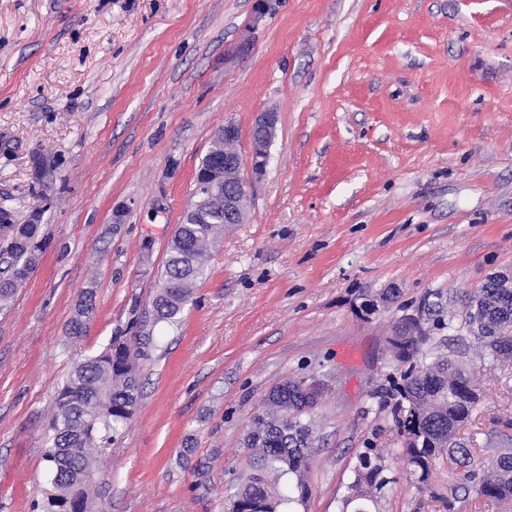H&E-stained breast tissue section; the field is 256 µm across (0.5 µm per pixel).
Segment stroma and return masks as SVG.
Instances as JSON below:
<instances>
[{"label":"stroma","mask_w":512,"mask_h":512,"mask_svg":"<svg viewBox=\"0 0 512 512\" xmlns=\"http://www.w3.org/2000/svg\"><path fill=\"white\" fill-rule=\"evenodd\" d=\"M253 3L0 0V207L17 224L39 213L44 242L0 307V512H41L58 391L132 324L152 343L135 414L98 455L99 512H224L251 472L246 425L289 377L326 392L310 494L288 512H354L358 455L399 443L393 322L512 268V0H275L238 56ZM267 111L278 132L249 222L226 227L176 321L154 323L215 131L236 124L249 157ZM392 289L397 304L364 311ZM475 371L459 435L480 440L512 416V367ZM389 474L379 512H445V463L423 494L401 458ZM94 286L91 285L83 291L75 308V314L71 318L68 324V336L71 339H80L86 333L87 322L83 323L78 317L81 315V311L84 307H88L89 310L95 308V290Z\"/></svg>","instance_id":"35a3bbf8"}]
</instances>
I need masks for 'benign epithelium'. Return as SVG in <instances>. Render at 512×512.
Masks as SVG:
<instances>
[{
	"label": "benign epithelium",
	"instance_id": "obj_1",
	"mask_svg": "<svg viewBox=\"0 0 512 512\" xmlns=\"http://www.w3.org/2000/svg\"><path fill=\"white\" fill-rule=\"evenodd\" d=\"M271 10V0H255L250 22L242 31L236 43V52L248 54L253 47L252 33ZM277 114L259 113L250 133L251 168L254 177H261L266 169L270 149L276 135ZM240 140L238 127L227 122L214 136V144L224 150L221 157L212 158V162L200 167L197 186L201 194L214 201L222 197L224 206V223L244 224L248 220L252 203V185L239 177L241 157L237 150Z\"/></svg>",
	"mask_w": 512,
	"mask_h": 512
}]
</instances>
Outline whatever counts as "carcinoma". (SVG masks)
<instances>
[{"label": "carcinoma", "instance_id": "1", "mask_svg": "<svg viewBox=\"0 0 512 512\" xmlns=\"http://www.w3.org/2000/svg\"><path fill=\"white\" fill-rule=\"evenodd\" d=\"M199 202L196 192L190 207L200 210L206 223L177 225L169 244L160 285L151 301L158 323L175 322L206 275L209 248L224 232V211ZM0 228L11 232L10 262L0 277V303L5 304L39 265L41 225L15 224L11 213L1 207ZM474 306L480 327L471 328L472 321L467 318L460 328L484 355L493 357L495 367L508 365L512 362V291L496 287L488 278L461 299V309L470 311ZM85 307L95 308L92 285L83 291L68 324L71 339L86 333L87 324L79 319ZM410 332L400 320L393 326L389 343L401 371L388 390L410 482L420 492L427 490L429 459L435 457L448 465L452 477L448 495L438 496L444 507L453 509L462 489L486 502L512 503V440L497 441L489 436L481 446L466 447L456 436L478 403L468 398L478 382L466 370L467 349H450L445 355L428 348L432 339L428 330H422L420 336ZM146 347L147 342L139 336L116 335L97 355L73 367L47 426L44 459L49 471L56 469L58 449L66 448L75 473L94 474L98 448L112 441L137 408L141 392L138 361L146 356ZM304 383L303 378L281 381L266 394L264 409L251 417L243 447L251 459L252 473L227 497L233 512H284L294 501L280 488L286 476L294 480L299 500L308 497L303 477L315 451L311 415L320 399H308L302 391ZM386 472L381 453H361L345 503L358 501L355 512H366L363 503H376L382 490L394 482ZM88 490L89 485L74 476L65 482L53 480L46 501L70 500L77 507L75 512H90Z\"/></svg>", "mask_w": 512, "mask_h": 512}]
</instances>
